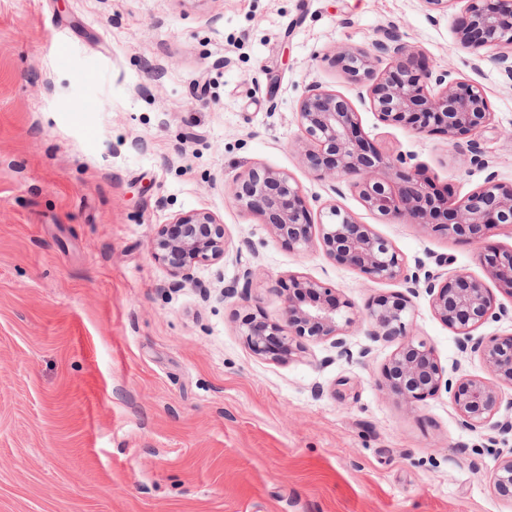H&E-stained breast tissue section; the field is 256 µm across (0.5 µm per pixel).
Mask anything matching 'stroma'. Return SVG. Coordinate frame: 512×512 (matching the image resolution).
<instances>
[{"label": "stroma", "instance_id": "obj_1", "mask_svg": "<svg viewBox=\"0 0 512 512\" xmlns=\"http://www.w3.org/2000/svg\"><path fill=\"white\" fill-rule=\"evenodd\" d=\"M458 0H0V512H512L493 488L512 432L462 427L439 391L416 406L383 384L398 340L356 322L331 342L296 339L288 361L254 355L251 314L281 321L276 281L303 273L356 310L409 300V324L450 377L492 374L424 288L373 281L320 245L288 246L234 207L236 176L288 174L312 211L338 205L425 264L485 281L512 336V295L468 239L382 219L348 183L304 162L305 87L336 92L365 136L463 199L487 174L512 185V78L473 68ZM397 30L432 72L482 85L493 122L470 137L380 121L335 61ZM477 142L486 167H462ZM202 210L224 226L218 264L171 287L151 246ZM447 258L438 266L439 258ZM257 271L244 296L224 288Z\"/></svg>", "mask_w": 512, "mask_h": 512}]
</instances>
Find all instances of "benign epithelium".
<instances>
[{
  "label": "benign epithelium",
  "mask_w": 512,
  "mask_h": 512,
  "mask_svg": "<svg viewBox=\"0 0 512 512\" xmlns=\"http://www.w3.org/2000/svg\"><path fill=\"white\" fill-rule=\"evenodd\" d=\"M464 15L454 31L459 46L480 61H488L512 77V55L487 54L502 46H512V0H465ZM413 55L411 47L394 29L384 33L369 50H341L335 59L353 80L368 79L370 105L387 124L402 125L417 134L441 132L450 139L466 135L492 123L493 113L482 86L461 80L451 72L433 75L425 64L397 63ZM396 62L395 68L380 73L376 66ZM434 80L441 91L430 93L426 81ZM298 121L303 133L304 157L318 176L344 179L355 188L366 208L387 220L405 224H427L448 236H467L477 245L478 258L488 277L512 296V249L496 250L484 245V235L512 223V187L488 175L483 184L464 199H454L448 189L438 188L421 177L417 169L396 172L399 184L391 187L378 177L383 167L393 163L366 136L358 113L341 96L317 86L307 87L299 101ZM463 166H483L482 151L471 143L459 152ZM231 202L243 211L256 214L275 236L291 246L313 243V227L318 241L335 262L358 269L375 281L426 283V292L437 318L459 335L461 350L480 356L495 381L480 377L452 380L438 364L434 350L412 337L407 323V300L383 295L364 314L322 282L305 275H291L277 282L275 291L283 297V319L267 322L247 317L242 335L251 352L285 360L292 354L297 337L329 340L340 354H348L342 338L344 328L365 321L369 335L401 340L384 372V383L408 404L424 400L444 388L451 394L461 425L472 432L512 430V421L496 419L502 396L500 386L512 387V336L506 339L476 340L472 331L495 315L485 284L466 272L446 278L424 272V277L408 268L401 254L369 225L358 223L348 212L331 205L319 223L301 196L299 187L283 172L260 167L235 179ZM224 227L206 211L178 214L154 240L152 254L165 264L172 287L191 281V271L200 263L216 264L224 259ZM494 488L512 498V454L500 459Z\"/></svg>",
  "instance_id": "7a95c632"
}]
</instances>
